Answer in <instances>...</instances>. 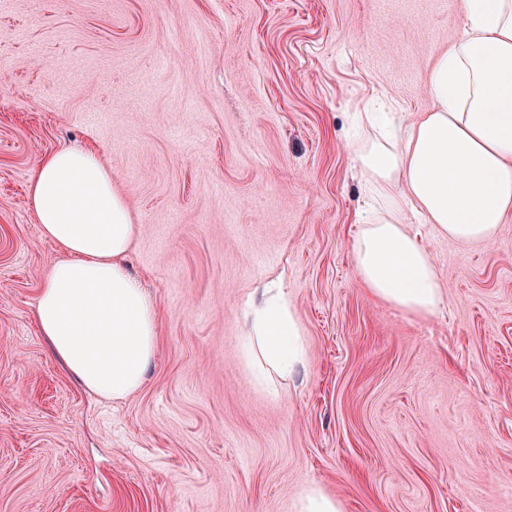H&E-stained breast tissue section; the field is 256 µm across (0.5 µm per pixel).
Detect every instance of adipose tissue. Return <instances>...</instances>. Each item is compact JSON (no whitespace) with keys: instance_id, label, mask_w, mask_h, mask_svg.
Masks as SVG:
<instances>
[{"instance_id":"1","label":"adipose tissue","mask_w":512,"mask_h":512,"mask_svg":"<svg viewBox=\"0 0 512 512\" xmlns=\"http://www.w3.org/2000/svg\"><path fill=\"white\" fill-rule=\"evenodd\" d=\"M464 16L462 35L429 72L430 109L415 118L361 113L379 131L352 146L371 201L352 239L354 276L416 318L446 301L416 224L470 245L492 242L512 222V0H464ZM31 199L41 235L61 254L37 296V327L85 388L126 398L157 356V312L122 263L139 227L91 149L46 156ZM408 212L415 224L403 223ZM241 359L281 376L304 366L302 327L283 289H264L252 307Z\"/></svg>"}]
</instances>
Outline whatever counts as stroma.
Listing matches in <instances>:
<instances>
[{
  "label": "stroma",
  "instance_id": "stroma-1",
  "mask_svg": "<svg viewBox=\"0 0 512 512\" xmlns=\"http://www.w3.org/2000/svg\"><path fill=\"white\" fill-rule=\"evenodd\" d=\"M462 0H0V512H512V222L485 247L420 228L446 286L426 319L350 262L347 130L375 98L426 111ZM93 146L140 226L159 320L112 401L34 310L60 253L29 198ZM284 288L307 361L256 390L246 312ZM297 512H341L340 503L317 485L303 487L298 495Z\"/></svg>",
  "mask_w": 512,
  "mask_h": 512
}]
</instances>
